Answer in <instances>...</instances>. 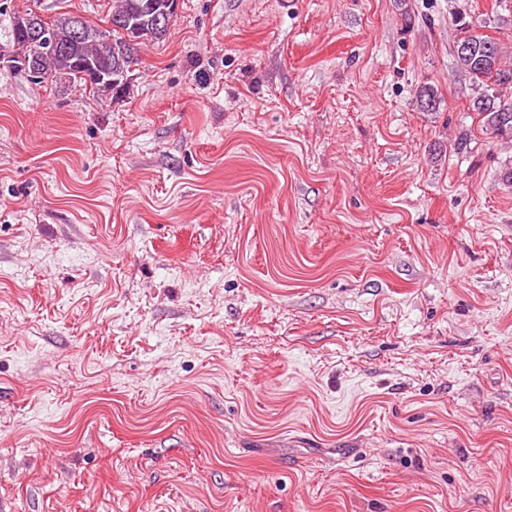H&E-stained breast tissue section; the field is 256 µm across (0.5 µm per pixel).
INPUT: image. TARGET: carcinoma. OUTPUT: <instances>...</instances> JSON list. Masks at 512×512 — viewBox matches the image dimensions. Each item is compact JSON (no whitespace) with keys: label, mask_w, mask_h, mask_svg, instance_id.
<instances>
[{"label":"carcinoma","mask_w":512,"mask_h":512,"mask_svg":"<svg viewBox=\"0 0 512 512\" xmlns=\"http://www.w3.org/2000/svg\"><path fill=\"white\" fill-rule=\"evenodd\" d=\"M178 0H117L109 15L110 29H100L83 17L62 13L47 22L54 45L33 52L29 42L30 21L41 19L33 9L0 7V15L9 18L0 41V52L16 47L27 56L36 55L37 83L65 80L90 93L116 96L127 84L123 67L137 59L129 56L127 37L147 42L165 40L169 29L157 24V18L177 13ZM457 67L475 84L471 108L482 116L485 132L496 139L512 142V51L487 35L471 34L455 46ZM417 104L423 112H434L440 104L438 90L423 85L417 91Z\"/></svg>","instance_id":"cac0c4a2"}]
</instances>
